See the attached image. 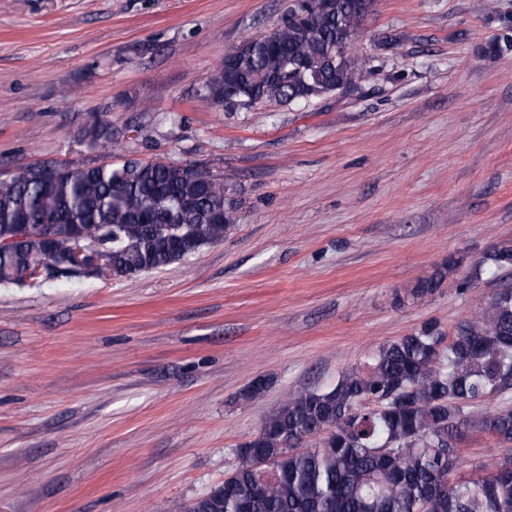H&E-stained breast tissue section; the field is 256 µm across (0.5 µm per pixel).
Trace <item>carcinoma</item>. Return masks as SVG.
Instances as JSON below:
<instances>
[{
  "mask_svg": "<svg viewBox=\"0 0 512 512\" xmlns=\"http://www.w3.org/2000/svg\"><path fill=\"white\" fill-rule=\"evenodd\" d=\"M372 0H303L267 45L239 53L205 80L200 97L221 104L236 93L253 104L307 103L322 91L355 88L370 63L354 55ZM491 44L512 49V20ZM93 146L115 143L112 125L85 129ZM224 181H192L183 165L127 160L73 170L54 169L47 181L38 167L20 168L0 180V283H15L23 270L47 259L69 269L71 228L97 241L109 255L98 278H132L165 267L179 256L171 240L189 235L190 253L224 241L236 227L226 208ZM58 236L48 255L43 225ZM485 262L512 268L504 242ZM457 266L420 280L410 295L432 294ZM512 389V287L499 288L451 336L437 323L377 347L367 361L343 371L336 384L303 389L262 422L245 443L270 462L254 470L236 449L238 464L220 487L222 512H512V408L486 412L502 452L489 472L454 481L457 444L471 426L470 408ZM318 436L315 447L308 438Z\"/></svg>",
  "mask_w": 512,
  "mask_h": 512,
  "instance_id": "obj_1",
  "label": "carcinoma"
}]
</instances>
